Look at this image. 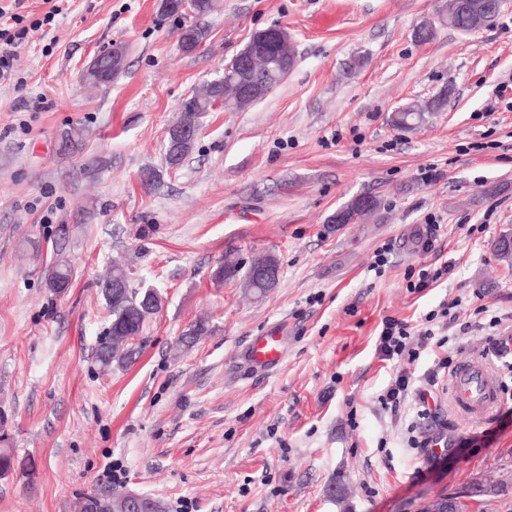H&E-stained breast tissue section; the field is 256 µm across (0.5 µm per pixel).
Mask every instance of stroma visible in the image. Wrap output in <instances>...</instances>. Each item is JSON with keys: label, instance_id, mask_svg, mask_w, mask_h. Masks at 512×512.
Returning a JSON list of instances; mask_svg holds the SVG:
<instances>
[{"label": "stroma", "instance_id": "obj_1", "mask_svg": "<svg viewBox=\"0 0 512 512\" xmlns=\"http://www.w3.org/2000/svg\"><path fill=\"white\" fill-rule=\"evenodd\" d=\"M447 4L218 0L209 39L186 53L158 0H69L28 38L25 90L0 86V435L19 463L0 476V512H73L92 490L166 512H425L512 471V375L490 348L512 336V264L494 252L512 234V0L477 32L440 24L416 40ZM273 25L295 42L294 68L250 108L207 113L168 168L182 104ZM116 45L124 71L85 89L82 69ZM443 92L418 129L391 125L396 107ZM73 126L83 144L59 155ZM360 195L379 201L364 223L330 224ZM267 252L280 275L264 297L214 283L225 255L246 266ZM60 259L75 274L58 295L45 271ZM116 261L163 303L134 361L105 372L99 284ZM435 262L451 274L410 292L409 274ZM388 318L444 341L409 366L431 393L426 418L417 396L379 402L401 368L377 352ZM200 319L208 334L179 347ZM270 332L284 357L268 369L246 352ZM445 356L497 373L490 418L457 416L449 374L423 381ZM440 435L449 449L408 443Z\"/></svg>", "mask_w": 512, "mask_h": 512}]
</instances>
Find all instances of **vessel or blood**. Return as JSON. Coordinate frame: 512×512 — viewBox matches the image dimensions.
I'll return each mask as SVG.
<instances>
[{"label": "vessel or blood", "instance_id": "1", "mask_svg": "<svg viewBox=\"0 0 512 512\" xmlns=\"http://www.w3.org/2000/svg\"><path fill=\"white\" fill-rule=\"evenodd\" d=\"M247 356L252 363L262 367L278 365L283 359L280 338L271 334L256 337ZM452 394L464 414L479 419L498 405L500 386L488 369L465 364L454 373Z\"/></svg>", "mask_w": 512, "mask_h": 512}]
</instances>
